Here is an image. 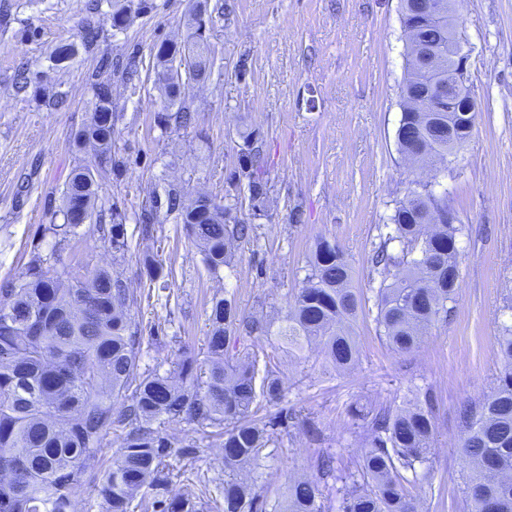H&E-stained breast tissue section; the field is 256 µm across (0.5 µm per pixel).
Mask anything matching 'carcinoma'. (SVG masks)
<instances>
[{
    "instance_id": "carcinoma-1",
    "label": "carcinoma",
    "mask_w": 512,
    "mask_h": 512,
    "mask_svg": "<svg viewBox=\"0 0 512 512\" xmlns=\"http://www.w3.org/2000/svg\"><path fill=\"white\" fill-rule=\"evenodd\" d=\"M423 0L403 7V27L414 40L435 50L434 77L448 80V42L455 27L428 20ZM115 0L112 27L126 28L131 12H145ZM191 56V80L206 84L216 63L215 49L203 38L190 46L163 43L155 54V84L168 101L158 116L166 129L190 123L193 109L180 81L182 54ZM136 60L115 65L112 76L90 82L93 112L74 138L75 148L98 158V168L74 167L62 191L63 222L44 232L68 247L79 237L83 218L93 220L100 198L102 172L119 169L112 157L114 136L112 77L126 80ZM398 151L406 162L447 166L448 156L470 137L476 115L473 99L452 100L444 111L431 105L420 60L406 58L401 87ZM238 179L250 219L239 216V197L221 205L210 196L178 185L164 194L148 191L135 215L141 238L163 232L164 219L184 226L212 274L231 267L236 243L256 236L258 219L269 212L268 180L261 164L262 143L255 130L239 132ZM108 244L123 257L131 245L125 236L126 210L110 208ZM386 232L373 257L381 276L375 293L376 330L398 352L416 348L431 324L448 318L456 302L459 237L462 228L448 223V202L429 182L395 202ZM149 285L168 288L154 255L140 257ZM83 260L58 270L33 247L25 272L0 288V512H74L73 495L86 481L92 462L112 445V429L123 428L112 464L97 484L101 512H203L189 492L172 493L176 474L168 462L174 443L166 425L183 422L204 437H222L224 512H266L267 503L253 484L240 477L246 467L257 471L261 452L273 442L274 427L288 421V409L260 424L252 419L258 399L279 404L285 388L278 374L259 367V356L228 354L231 337L264 335L268 323L239 312L226 298H213L206 336L207 368L198 366L184 345L170 368H141L145 336L134 309L141 300L118 273H83ZM352 267L339 245L316 240L308 258L303 286L288 303L277 335L288 348L317 342L339 371L354 368L360 348L353 323L362 298L351 285ZM502 369L493 390L466 405L460 416L461 449L469 475L462 512H512V323L500 325L496 337ZM352 434L358 445L349 462L334 470L324 449L314 457L316 474L293 479L274 512H326L335 496L338 512H421L408 489L431 477L436 434L431 391L423 399L396 408L392 402L349 405Z\"/></svg>"
}]
</instances>
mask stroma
<instances>
[{
    "label": "stroma",
    "instance_id": "1",
    "mask_svg": "<svg viewBox=\"0 0 512 512\" xmlns=\"http://www.w3.org/2000/svg\"><path fill=\"white\" fill-rule=\"evenodd\" d=\"M205 6V35L223 67L191 88L192 125L157 123L165 102L154 87L161 42L186 40L187 16ZM122 31L112 28L110 0H0V282L17 278L32 248L57 253L44 227L61 223V193L74 166L95 165L71 140L89 117L88 78L102 56L136 58L132 82L114 93L112 153L118 173L103 180L102 208L138 210L147 189L178 183L224 201L234 188L243 127L263 143L272 220L234 251L233 271L214 276L181 225L166 221L157 259L169 287L142 301L143 361L169 369L182 345L205 350L215 296L275 322L301 288L318 237L335 240L365 304L353 327L360 359L336 371L317 345L294 351L275 334L231 340L230 351L261 348L286 391L293 417L263 452L256 491L275 503L289 479L312 474L317 449L348 459L357 446L349 404L358 398L399 400L432 391L437 399L433 478L416 486L423 512H460L466 467L460 457L459 410L490 391L501 365L496 338L512 298V0H456L455 22L466 41L467 86L476 101L469 140L447 169L406 165L396 143L406 42L400 0H153ZM104 40L79 51L67 68L50 55L80 42L87 20ZM431 181L463 231L457 301L447 320L426 330L418 348L396 352L380 340L374 293L380 278L372 255L396 200L415 181ZM92 268L144 284L137 253L113 256L102 233L80 244ZM223 450L212 438L182 457L178 490L206 487L218 497Z\"/></svg>",
    "mask_w": 512,
    "mask_h": 512
}]
</instances>
